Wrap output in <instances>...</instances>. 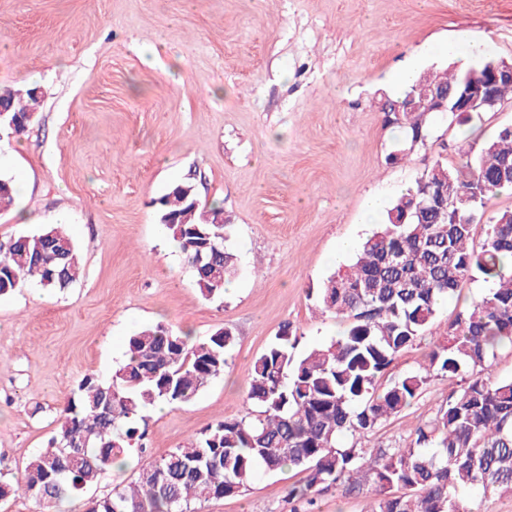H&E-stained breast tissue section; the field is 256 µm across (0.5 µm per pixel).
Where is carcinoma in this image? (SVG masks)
I'll use <instances>...</instances> for the list:
<instances>
[{
  "label": "carcinoma",
  "mask_w": 512,
  "mask_h": 512,
  "mask_svg": "<svg viewBox=\"0 0 512 512\" xmlns=\"http://www.w3.org/2000/svg\"><path fill=\"white\" fill-rule=\"evenodd\" d=\"M501 62L444 75L424 73L388 104L422 92L455 89L464 76L482 81ZM8 115L24 119L40 108L31 89L0 92ZM430 112H383V122L404 130V140L426 144ZM512 162V128L504 126L478 149L460 150L450 167L434 161L387 210L353 261L321 288L314 302L323 314L347 322L342 336L296 358L298 336L285 326L254 361L247 402L254 410L224 418L165 457L146 464L137 480L98 498L99 512H192L191 503L241 495L257 471L300 468L304 486L291 498L314 505L335 488L367 489V512H472L468 492L512 496V378L491 374L499 349L512 347V211L489 217L480 248L469 245L473 223L488 197L512 190L504 174ZM177 184L160 200V225L176 241L206 300L219 299L238 271L227 248L226 225L202 224ZM15 204L11 180L0 178V211ZM79 248L58 225L0 243V296L30 280L50 290L75 283ZM475 278L491 284L448 323L443 341L421 371L387 385L380 377L429 331L441 302ZM236 338L220 329L202 342L163 324L129 337L124 362L109 380L84 378L60 404L56 430L26 466L18 486L40 512L81 495L127 450L143 449L145 412L191 402L224 372ZM433 379L454 381L436 417L410 433L399 448H358L348 435H368L399 415Z\"/></svg>",
  "instance_id": "1"
}]
</instances>
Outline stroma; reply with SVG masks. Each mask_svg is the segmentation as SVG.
I'll return each mask as SVG.
<instances>
[{"label":"stroma","instance_id":"obj_1","mask_svg":"<svg viewBox=\"0 0 512 512\" xmlns=\"http://www.w3.org/2000/svg\"><path fill=\"white\" fill-rule=\"evenodd\" d=\"M469 38L512 59V0H0V87L26 75L43 93L24 135L0 134V175L17 189L0 242L64 213L83 259L71 288L31 282L0 297V512H35L15 485L59 402L84 377L110 378L140 328L197 341L228 328L237 342L192 402L149 411L144 450L102 475L98 497L246 415L252 364L283 326L301 352L339 335L344 322L308 292L337 270L338 240L375 229L367 197L394 201L437 158L457 164L461 148L512 124V102L463 126L437 112L426 145L389 161L401 134L383 123L397 95L387 74L419 51L422 71L455 67L440 46ZM182 182L224 209L239 271L223 299L201 296L159 223L160 199ZM450 389L431 381L354 444L404 445ZM304 480L261 470L245 494L193 508L290 512Z\"/></svg>","mask_w":512,"mask_h":512}]
</instances>
